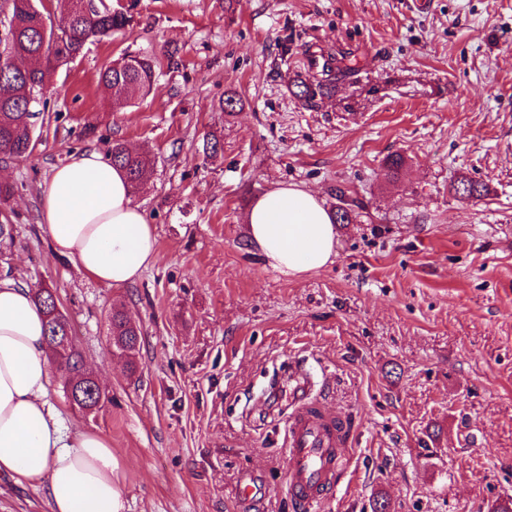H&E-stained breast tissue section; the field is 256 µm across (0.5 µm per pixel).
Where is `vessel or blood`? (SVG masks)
<instances>
[{
    "label": "vessel or blood",
    "mask_w": 512,
    "mask_h": 512,
    "mask_svg": "<svg viewBox=\"0 0 512 512\" xmlns=\"http://www.w3.org/2000/svg\"><path fill=\"white\" fill-rule=\"evenodd\" d=\"M350 437L347 423L300 402L288 426V491L293 498L310 506L322 497L348 464L344 449Z\"/></svg>",
    "instance_id": "1"
}]
</instances>
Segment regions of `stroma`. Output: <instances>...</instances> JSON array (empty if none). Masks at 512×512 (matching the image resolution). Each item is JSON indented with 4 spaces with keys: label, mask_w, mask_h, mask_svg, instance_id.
I'll return each mask as SVG.
<instances>
[{
    "label": "stroma",
    "mask_w": 512,
    "mask_h": 512,
    "mask_svg": "<svg viewBox=\"0 0 512 512\" xmlns=\"http://www.w3.org/2000/svg\"><path fill=\"white\" fill-rule=\"evenodd\" d=\"M131 14L38 94L33 152L0 161L14 188L0 278L57 292L108 399L85 413L58 384L49 400L111 441L126 512H301L285 437L304 396L354 431L310 512H372L380 494L390 512L512 501V0H135ZM126 52L155 57L156 79L115 110L98 75ZM330 54L348 74L309 107L296 85ZM208 132L224 142L213 158ZM116 140L154 162L133 199L159 242L120 288L77 275L40 226L53 169ZM462 177L484 196L456 195ZM281 183L356 205L334 263L298 279L246 237L250 205ZM115 307L142 330L133 376L109 353ZM245 474L266 488L247 509ZM0 512H49L45 487L0 475Z\"/></svg>",
    "instance_id": "obj_1"
}]
</instances>
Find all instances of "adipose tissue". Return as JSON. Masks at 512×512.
<instances>
[{
  "label": "adipose tissue",
  "instance_id": "ef3b65f1",
  "mask_svg": "<svg viewBox=\"0 0 512 512\" xmlns=\"http://www.w3.org/2000/svg\"><path fill=\"white\" fill-rule=\"evenodd\" d=\"M41 225L53 251L69 257L78 274L112 287L134 283L158 251L124 172L96 151L53 170ZM246 227L265 264L291 278L322 270L336 256L333 220L306 188L265 192L250 206ZM56 380L31 289L0 279V474L46 483L51 512H124L109 439L65 429L47 400Z\"/></svg>",
  "mask_w": 512,
  "mask_h": 512
}]
</instances>
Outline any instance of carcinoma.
I'll use <instances>...</instances> for the list:
<instances>
[{"mask_svg": "<svg viewBox=\"0 0 512 512\" xmlns=\"http://www.w3.org/2000/svg\"><path fill=\"white\" fill-rule=\"evenodd\" d=\"M58 4L67 26L59 30L56 36L51 33L45 36L30 0H12L5 37L10 54L34 62L52 57L64 62L82 55L88 43L124 29L132 20L128 8L97 7L90 0H58ZM154 78L155 61L152 58L127 53L100 73L99 82L109 92L112 107L125 108L136 97L148 93ZM41 81L42 71L36 66L12 68L6 64L0 65V160H17L30 153L32 142L29 129L38 117L33 103L36 93L41 90ZM333 81L335 78L327 73L324 79L315 83L302 82L297 85L295 95L313 107L317 99L330 92ZM108 157L113 165L125 170L133 190L143 185L152 174L150 157L130 150L120 141L112 143ZM453 190L462 197L474 198L484 195L485 186L465 177L457 182ZM336 197L341 201L336 206V222L351 223L354 209L344 203L345 192L336 190ZM35 298L45 309L48 343H53L58 336L74 335L69 318L57 307L58 298L53 290L39 288L35 291ZM109 331L112 340L110 353L126 358L130 374H136L140 328L131 321L124 309L117 307L110 312ZM59 372L64 389H69V381H75L74 390L82 397L85 408L92 410L105 401L106 395L102 390L91 386L92 380L88 379L83 354L77 346H71Z\"/></svg>", "mask_w": 512, "mask_h": 512, "instance_id": "1", "label": "carcinoma"}]
</instances>
